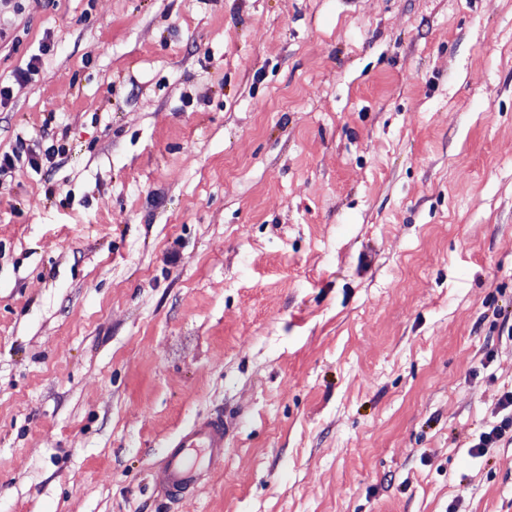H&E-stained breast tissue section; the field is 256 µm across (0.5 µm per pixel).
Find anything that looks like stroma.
Segmentation results:
<instances>
[{"label":"stroma","mask_w":512,"mask_h":512,"mask_svg":"<svg viewBox=\"0 0 512 512\" xmlns=\"http://www.w3.org/2000/svg\"><path fill=\"white\" fill-rule=\"evenodd\" d=\"M0 85V512H512V0H0ZM499 405L502 410L510 409V413L502 417L499 425L493 427L488 432L481 433L478 442L470 446L469 453L472 456H482L485 452V448L501 440L508 433H510V438H512V390L502 395ZM227 424L222 416L194 424L168 449L159 480L169 497L192 492L218 459L224 458Z\"/></svg>","instance_id":"35a3bbf8"}]
</instances>
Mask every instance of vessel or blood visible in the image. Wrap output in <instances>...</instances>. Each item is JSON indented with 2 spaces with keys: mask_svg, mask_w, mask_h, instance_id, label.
<instances>
[{
  "mask_svg": "<svg viewBox=\"0 0 512 512\" xmlns=\"http://www.w3.org/2000/svg\"><path fill=\"white\" fill-rule=\"evenodd\" d=\"M227 431L223 417L217 416L193 425L168 449L159 480L171 499L192 492L214 462L223 458Z\"/></svg>",
  "mask_w": 512,
  "mask_h": 512,
  "instance_id": "obj_1",
  "label": "vessel or blood"
}]
</instances>
